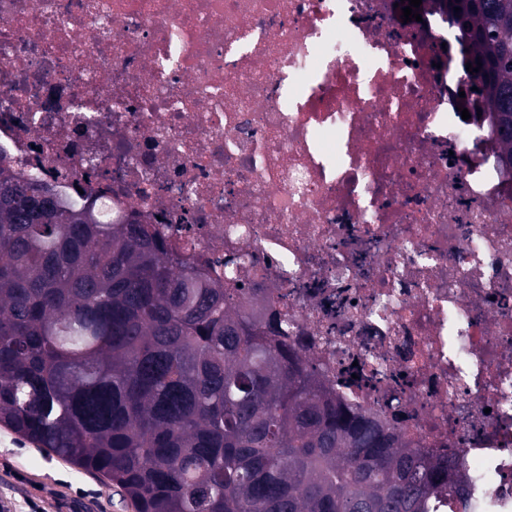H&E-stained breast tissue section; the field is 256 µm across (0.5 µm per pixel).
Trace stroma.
<instances>
[{"instance_id": "obj_1", "label": "stroma", "mask_w": 512, "mask_h": 512, "mask_svg": "<svg viewBox=\"0 0 512 512\" xmlns=\"http://www.w3.org/2000/svg\"><path fill=\"white\" fill-rule=\"evenodd\" d=\"M0 512H136L100 477L0 426Z\"/></svg>"}]
</instances>
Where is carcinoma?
Returning <instances> with one entry per match:
<instances>
[{
  "instance_id": "obj_1",
  "label": "carcinoma",
  "mask_w": 512,
  "mask_h": 512,
  "mask_svg": "<svg viewBox=\"0 0 512 512\" xmlns=\"http://www.w3.org/2000/svg\"><path fill=\"white\" fill-rule=\"evenodd\" d=\"M447 2L512 167V0ZM168 253L0 159L1 425L137 512H482L452 463L337 404L276 316Z\"/></svg>"
}]
</instances>
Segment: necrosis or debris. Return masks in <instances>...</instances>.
Masks as SVG:
<instances>
[{
	"label": "necrosis or debris",
	"mask_w": 512,
	"mask_h": 512,
	"mask_svg": "<svg viewBox=\"0 0 512 512\" xmlns=\"http://www.w3.org/2000/svg\"><path fill=\"white\" fill-rule=\"evenodd\" d=\"M0 0V158L288 321L512 512V169L446 0Z\"/></svg>",
	"instance_id": "necrosis-or-debris-1"
}]
</instances>
